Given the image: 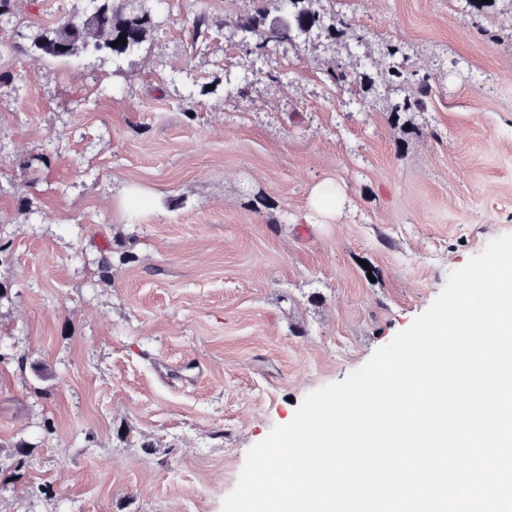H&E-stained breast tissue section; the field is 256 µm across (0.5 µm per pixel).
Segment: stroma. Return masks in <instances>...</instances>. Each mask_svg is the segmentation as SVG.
Instances as JSON below:
<instances>
[{
    "instance_id": "stroma-1",
    "label": "stroma",
    "mask_w": 512,
    "mask_h": 512,
    "mask_svg": "<svg viewBox=\"0 0 512 512\" xmlns=\"http://www.w3.org/2000/svg\"><path fill=\"white\" fill-rule=\"evenodd\" d=\"M304 5L323 29L260 52L227 24L254 0H166L121 60L32 48L88 0L0 12V512H222L250 447L512 233V0ZM310 207L327 217H332L336 213V188L334 187H316L311 195Z\"/></svg>"
}]
</instances>
